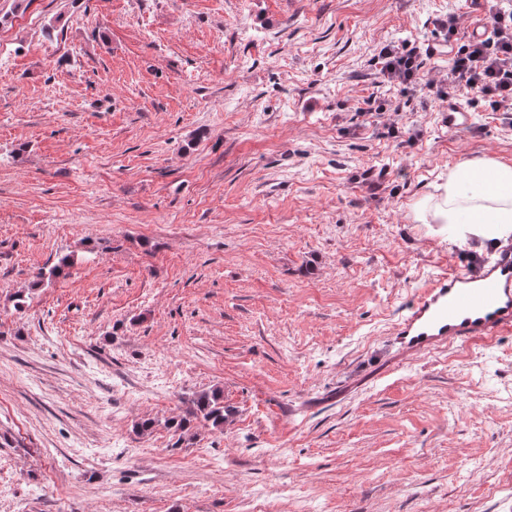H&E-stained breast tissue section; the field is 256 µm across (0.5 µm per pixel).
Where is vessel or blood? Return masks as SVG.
<instances>
[{
	"label": "vessel or blood",
	"instance_id": "obj_1",
	"mask_svg": "<svg viewBox=\"0 0 512 512\" xmlns=\"http://www.w3.org/2000/svg\"><path fill=\"white\" fill-rule=\"evenodd\" d=\"M512 331V243L477 267H449L405 305L393 326L406 352Z\"/></svg>",
	"mask_w": 512,
	"mask_h": 512
}]
</instances>
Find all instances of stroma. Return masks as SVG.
<instances>
[{
	"label": "stroma",
	"instance_id": "stroma-1",
	"mask_svg": "<svg viewBox=\"0 0 512 512\" xmlns=\"http://www.w3.org/2000/svg\"><path fill=\"white\" fill-rule=\"evenodd\" d=\"M480 12L0 0V512H512V335H391L490 253L412 212L460 159L512 163V113L444 83ZM215 387L237 418L177 437Z\"/></svg>",
	"mask_w": 512,
	"mask_h": 512
}]
</instances>
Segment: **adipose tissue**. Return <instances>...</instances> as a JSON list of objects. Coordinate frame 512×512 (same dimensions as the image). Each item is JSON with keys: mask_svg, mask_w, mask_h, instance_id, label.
Returning <instances> with one entry per match:
<instances>
[{"mask_svg": "<svg viewBox=\"0 0 512 512\" xmlns=\"http://www.w3.org/2000/svg\"><path fill=\"white\" fill-rule=\"evenodd\" d=\"M418 223L456 239L475 237L501 246L512 241V164L464 158L433 193L413 205Z\"/></svg>", "mask_w": 512, "mask_h": 512, "instance_id": "ef3b65f1", "label": "adipose tissue"}]
</instances>
